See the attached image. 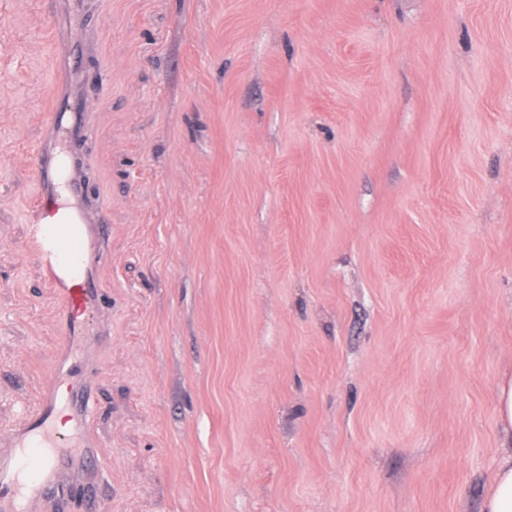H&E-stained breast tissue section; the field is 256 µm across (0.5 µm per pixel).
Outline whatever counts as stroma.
I'll return each instance as SVG.
<instances>
[{"instance_id": "35a3bbf8", "label": "stroma", "mask_w": 512, "mask_h": 512, "mask_svg": "<svg viewBox=\"0 0 512 512\" xmlns=\"http://www.w3.org/2000/svg\"><path fill=\"white\" fill-rule=\"evenodd\" d=\"M0 0V439L61 301L25 153L72 90ZM110 236L99 512H482L512 374V0H85Z\"/></svg>"}]
</instances>
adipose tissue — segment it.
<instances>
[{
    "instance_id": "ef3b65f1",
    "label": "adipose tissue",
    "mask_w": 512,
    "mask_h": 512,
    "mask_svg": "<svg viewBox=\"0 0 512 512\" xmlns=\"http://www.w3.org/2000/svg\"><path fill=\"white\" fill-rule=\"evenodd\" d=\"M495 410L499 427L496 472L483 512H512V376L499 382Z\"/></svg>"
}]
</instances>
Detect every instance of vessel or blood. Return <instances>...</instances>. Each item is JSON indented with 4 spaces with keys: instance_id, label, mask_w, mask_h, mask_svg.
Here are the masks:
<instances>
[{
    "instance_id": "vessel-or-blood-1",
    "label": "vessel or blood",
    "mask_w": 512,
    "mask_h": 512,
    "mask_svg": "<svg viewBox=\"0 0 512 512\" xmlns=\"http://www.w3.org/2000/svg\"><path fill=\"white\" fill-rule=\"evenodd\" d=\"M60 9L71 19L60 65L73 74L76 59L88 49L78 36L83 0H62ZM93 109L78 89L64 95L45 120L55 134L76 139L85 135L86 114ZM28 173L40 187L28 215L30 243L64 308L38 403L23 412L7 447L0 448V512H41L47 503L75 493L92 506L106 479L86 424L100 370L98 353L107 342L99 284L108 226L99 202L81 195V168L62 159L56 146L32 149Z\"/></svg>"
}]
</instances>
